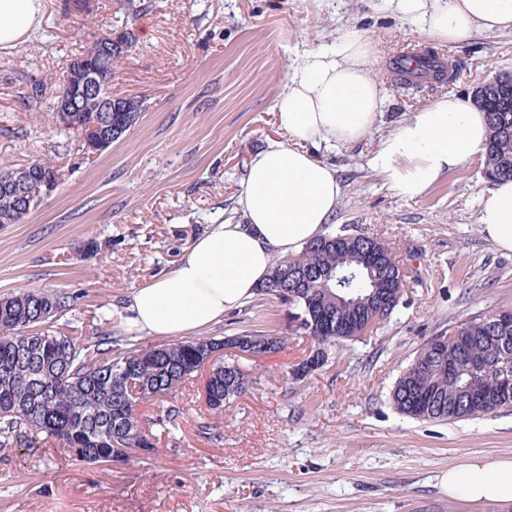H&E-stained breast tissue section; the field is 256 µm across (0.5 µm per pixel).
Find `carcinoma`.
<instances>
[{
  "label": "carcinoma",
  "mask_w": 512,
  "mask_h": 512,
  "mask_svg": "<svg viewBox=\"0 0 512 512\" xmlns=\"http://www.w3.org/2000/svg\"><path fill=\"white\" fill-rule=\"evenodd\" d=\"M102 70L104 91L125 49L112 46ZM112 113V127L125 134L145 110ZM489 137L485 171L512 179V112L484 106ZM32 177L19 196L0 192V225L20 224L32 212L25 200L38 197L43 182L60 186L63 170L42 159L26 166ZM401 264L378 238L341 228L277 260L258 289L296 310L298 329L317 349L299 367L303 375L323 366L325 346L356 340L368 325L386 321L403 296ZM69 296L44 288H22L0 298V448L22 447L42 437L56 441L77 462L104 464L148 458L159 452L137 405L167 396L193 375L208 370L206 403L217 414L246 391L248 379L219 351L237 346L253 352L280 348L282 337L261 331L202 337L174 344L112 348V336H71L57 318ZM483 359L482 368L470 364ZM391 399L404 416L454 422L512 409V311H490L432 337L398 379Z\"/></svg>",
  "instance_id": "cac0c4a2"
}]
</instances>
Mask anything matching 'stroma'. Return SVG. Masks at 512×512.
<instances>
[{"mask_svg":"<svg viewBox=\"0 0 512 512\" xmlns=\"http://www.w3.org/2000/svg\"><path fill=\"white\" fill-rule=\"evenodd\" d=\"M44 0L30 38L0 51V168L50 158L68 179L20 224L0 226V296L46 288L70 296L64 320L78 335L107 329L129 337L117 313L133 288L167 272L192 241L233 216L250 156L281 137L274 105L297 53L353 28L377 53L385 106L362 140L316 156L345 184L335 226L384 241L406 270L390 319L326 350L307 376L315 345L297 333L287 305L256 295L203 336L263 331L284 338L258 357L225 355L249 378L244 394L213 413L205 374L161 400L140 403L159 454L87 465L52 441L0 448V512H512V502L449 500L448 466L473 456L512 457V410L455 423L400 415L389 401L397 378L431 337L491 310L512 309V252L478 224L487 187L480 159L405 199L367 160L382 137L444 95L512 71V32L439 43L403 22L387 0H150L128 22L124 0ZM135 29L136 43L112 73L116 96L145 109L111 147L87 156L82 136L59 127L53 99L31 97L102 35ZM460 61L453 85L408 91L391 63L408 46ZM98 249L84 251L88 240ZM177 409L169 421V409Z\"/></svg>","mask_w":512,"mask_h":512,"instance_id":"35a3bbf8","label":"stroma"}]
</instances>
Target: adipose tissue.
<instances>
[{"label":"adipose tissue","mask_w":512,"mask_h":512,"mask_svg":"<svg viewBox=\"0 0 512 512\" xmlns=\"http://www.w3.org/2000/svg\"><path fill=\"white\" fill-rule=\"evenodd\" d=\"M411 27L442 42L478 31H512V0H389ZM43 0H0V49L26 42ZM373 43L352 29L305 51L291 65L275 103L286 137L250 158L236 199L244 220L214 225L164 275L131 291L122 325L128 333L181 337L220 322L252 299L278 258L325 232L344 193L334 167L313 146L353 143L372 129L384 90L370 71ZM486 115L470 99L444 96L413 112L381 139L368 159L399 196H422L443 175L482 155ZM484 236L512 252V180H495L478 199ZM449 499L512 502V459L473 457L440 478Z\"/></svg>","instance_id":"ef3b65f1"}]
</instances>
